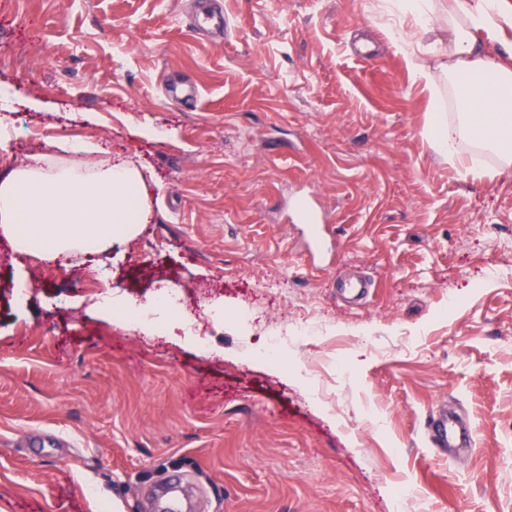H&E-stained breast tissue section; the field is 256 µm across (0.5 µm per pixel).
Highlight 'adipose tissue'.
<instances>
[{"instance_id": "adipose-tissue-1", "label": "adipose tissue", "mask_w": 512, "mask_h": 512, "mask_svg": "<svg viewBox=\"0 0 512 512\" xmlns=\"http://www.w3.org/2000/svg\"><path fill=\"white\" fill-rule=\"evenodd\" d=\"M415 8L424 29L439 11L448 13L444 70L460 119L439 126V149L467 164L458 146L468 136L497 153L502 173L512 172V49L495 59L484 54L480 41L511 27L512 13L503 12L497 0H416ZM71 153L63 162L34 156L0 179V235L17 253L49 262L71 255L103 257L150 222L140 167L97 144L78 145Z\"/></svg>"}]
</instances>
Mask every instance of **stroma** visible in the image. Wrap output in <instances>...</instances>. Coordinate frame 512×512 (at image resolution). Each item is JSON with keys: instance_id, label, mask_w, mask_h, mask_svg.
I'll return each mask as SVG.
<instances>
[{"instance_id": "stroma-1", "label": "stroma", "mask_w": 512, "mask_h": 512, "mask_svg": "<svg viewBox=\"0 0 512 512\" xmlns=\"http://www.w3.org/2000/svg\"><path fill=\"white\" fill-rule=\"evenodd\" d=\"M198 2L0 0V84L40 103L15 158L105 142L151 171L153 202L100 267L0 238V512H153L176 477L196 512H512V178L471 140L485 176L435 147L453 92L393 37L434 65L439 31L390 27V0H222L212 42ZM173 81L196 101L169 104ZM305 198L335 227L314 260L284 219ZM164 284L205 347L93 308ZM305 318L320 338L293 341ZM443 408L474 429L446 457L425 426ZM195 29H202L208 32L223 34L228 28V20L224 18V11L211 10L200 15H196L193 21Z\"/></svg>"}]
</instances>
